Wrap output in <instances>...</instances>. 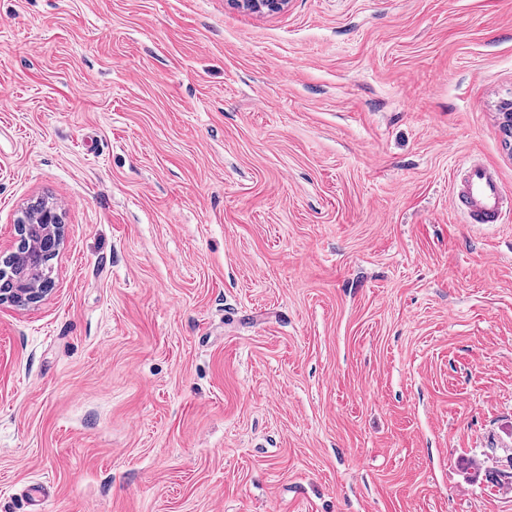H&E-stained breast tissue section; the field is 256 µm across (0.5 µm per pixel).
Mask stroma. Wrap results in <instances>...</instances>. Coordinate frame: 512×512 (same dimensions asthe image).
<instances>
[{"instance_id":"35a3bbf8","label":"stroma","mask_w":512,"mask_h":512,"mask_svg":"<svg viewBox=\"0 0 512 512\" xmlns=\"http://www.w3.org/2000/svg\"><path fill=\"white\" fill-rule=\"evenodd\" d=\"M0 512H512V0H0ZM449 206L470 224H500L505 213L512 210V196L505 193L488 166L469 161L460 169L458 181L453 175ZM35 218L40 219L45 224V236L48 246L59 251L64 240V226L58 205L45 201L44 207L35 214ZM51 288H39L36 284L27 285L22 281L8 291L0 292V305L22 306L39 301Z\"/></svg>"}]
</instances>
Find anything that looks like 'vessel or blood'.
Masks as SVG:
<instances>
[{
	"instance_id": "b4317fda",
	"label": "vessel or blood",
	"mask_w": 512,
	"mask_h": 512,
	"mask_svg": "<svg viewBox=\"0 0 512 512\" xmlns=\"http://www.w3.org/2000/svg\"><path fill=\"white\" fill-rule=\"evenodd\" d=\"M449 205L469 223L492 225L512 211V196L505 193L488 166L470 161L459 171Z\"/></svg>"
}]
</instances>
